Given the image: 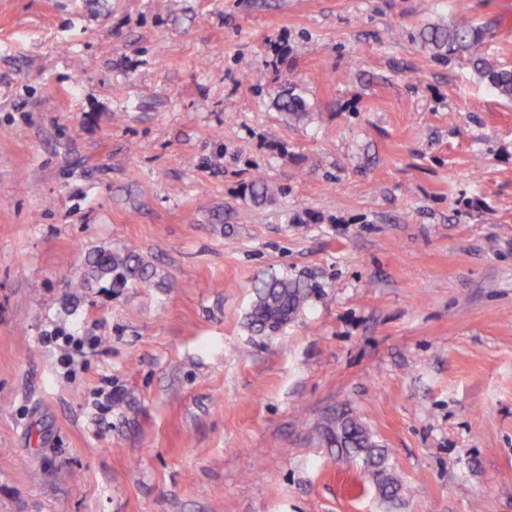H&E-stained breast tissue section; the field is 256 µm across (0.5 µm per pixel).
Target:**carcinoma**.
<instances>
[{
    "label": "carcinoma",
    "mask_w": 512,
    "mask_h": 512,
    "mask_svg": "<svg viewBox=\"0 0 512 512\" xmlns=\"http://www.w3.org/2000/svg\"><path fill=\"white\" fill-rule=\"evenodd\" d=\"M420 45L437 58L460 55L468 57L472 68L501 98L512 101V69L496 67L481 52L487 37L485 29L472 24L428 23L418 33ZM280 111L299 115L306 110L304 99L293 92L278 103ZM273 189L258 177L251 187L250 201L260 205L271 198ZM154 272L146 264L136 246L98 250L87 258L83 273L71 282L73 288H86L105 278L114 288L131 283L148 284ZM317 293V285L297 278L272 276L256 285V298L250 313L254 331L265 333L298 316ZM321 445L336 450V459L361 462L365 481L372 484L378 495L388 501L400 498L405 486L390 462L388 451L377 443L371 431L360 419L346 413L332 415L319 432Z\"/></svg>",
    "instance_id": "carcinoma-1"
}]
</instances>
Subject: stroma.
<instances>
[{"mask_svg": "<svg viewBox=\"0 0 512 512\" xmlns=\"http://www.w3.org/2000/svg\"><path fill=\"white\" fill-rule=\"evenodd\" d=\"M462 19L512 66V0H0V512H512V102L417 39ZM131 242L150 286L73 292ZM255 288L250 324L255 332L265 333L298 316L318 287L286 274L262 279ZM46 342L58 343L67 350L66 354L61 359V366L65 370V374L75 373V357L74 352H83L85 348H94L96 346L97 338L95 336H79V334L69 333L65 336H45ZM321 445L336 450V459L359 460L365 482L384 500L400 498L406 487L390 462L388 451L377 443L366 424L346 413L332 415L319 432Z\"/></svg>", "mask_w": 512, "mask_h": 512, "instance_id": "1", "label": "stroma"}]
</instances>
